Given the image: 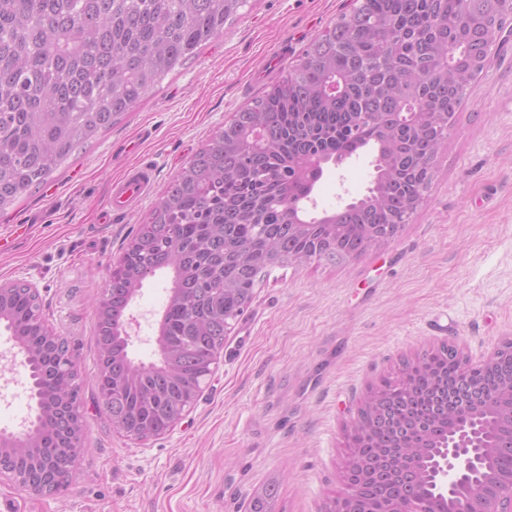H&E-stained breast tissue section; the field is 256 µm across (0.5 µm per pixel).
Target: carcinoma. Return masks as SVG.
<instances>
[{
    "instance_id": "obj_1",
    "label": "carcinoma",
    "mask_w": 512,
    "mask_h": 512,
    "mask_svg": "<svg viewBox=\"0 0 512 512\" xmlns=\"http://www.w3.org/2000/svg\"><path fill=\"white\" fill-rule=\"evenodd\" d=\"M247 0H0V211L47 184L97 136L224 34ZM512 25V0H353L283 79L217 129L174 175L129 239L95 299L97 405L132 440L172 430L198 401L216 353L255 290L280 269L340 262L372 246L367 226L407 224L434 161L492 49ZM373 156L367 193L340 209L306 206L324 165ZM159 271L170 288L157 359L138 362L124 337L127 307ZM0 325L29 347V392L42 410L31 439L7 453L36 468L78 455L82 384L68 341L47 334L37 293H0ZM413 393L379 411L386 430L353 439L352 483L377 504L413 489L448 512L430 461L455 431L461 362L443 346L402 362ZM505 369L475 376L489 404ZM427 429L417 457L400 452L402 421ZM277 481L245 512H278Z\"/></svg>"
}]
</instances>
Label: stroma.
Wrapping results in <instances>:
<instances>
[{
    "instance_id": "stroma-1",
    "label": "stroma",
    "mask_w": 512,
    "mask_h": 512,
    "mask_svg": "<svg viewBox=\"0 0 512 512\" xmlns=\"http://www.w3.org/2000/svg\"><path fill=\"white\" fill-rule=\"evenodd\" d=\"M349 0H248L223 36L163 81L47 186L0 212L29 233L0 257V281H29L67 339L83 380L84 446L66 490L33 496L0 483V512H245L281 475L279 512H322L339 488L345 430L368 388L404 358L453 342L472 357L512 337V35L492 51L456 114L423 205L398 238L357 259L274 272L227 336L189 415L137 443L94 400V298L176 172L206 138L293 65ZM373 156L326 164L317 211L364 195ZM146 162L135 209L100 220L115 181ZM169 279L130 303L131 352L155 357Z\"/></svg>"
}]
</instances>
